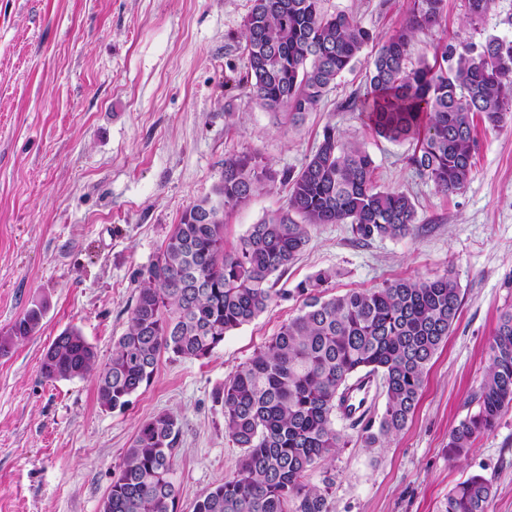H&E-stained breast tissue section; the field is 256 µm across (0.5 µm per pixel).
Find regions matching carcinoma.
<instances>
[{"instance_id":"carcinoma-1","label":"carcinoma","mask_w":512,"mask_h":512,"mask_svg":"<svg viewBox=\"0 0 512 512\" xmlns=\"http://www.w3.org/2000/svg\"><path fill=\"white\" fill-rule=\"evenodd\" d=\"M494 0H466L469 21L482 20ZM445 0H410L403 25L369 62V90L361 100L377 136L414 144L418 174L444 194L469 181L474 118L498 127L512 119V40L448 43L433 61L411 62L415 34L437 25ZM246 75L238 86L267 111L293 121L314 111L338 78L360 61L372 34L324 0H251L244 20ZM373 160L359 143L343 141L328 125L298 174L283 172L287 205L249 227L226 247L224 212L247 205L275 182L256 157L224 160L216 200L186 210L151 263L112 357L97 361L94 346L70 327L43 354L48 381L90 377L100 408L114 410L152 380L161 353L208 358L227 333L263 313L278 294L270 278L283 274L307 245L309 228L349 224L361 240L399 238L413 231L416 207L402 191L382 190ZM332 274L320 272L295 287L299 312L284 323L213 396L224 428L241 450L232 477L201 496L193 512H330L329 485L305 482L343 447L336 413L348 382L370 372L383 381L378 426L363 436L381 447L402 431L419 401L427 367L461 310V289L448 273L396 279L380 288L328 295ZM44 306L34 304L0 332V356L40 329ZM490 363L470 412L449 434L457 457L495 429L512 406V309L500 316L489 345ZM179 428L161 412L142 422L112 479L101 512H174L173 482ZM492 482L473 475L449 493L444 512H488Z\"/></svg>"}]
</instances>
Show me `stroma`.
<instances>
[{
  "mask_svg": "<svg viewBox=\"0 0 512 512\" xmlns=\"http://www.w3.org/2000/svg\"><path fill=\"white\" fill-rule=\"evenodd\" d=\"M446 4L440 25L417 33L412 59L432 58L446 42L512 39V0H495L474 24L464 0ZM326 6L356 17L373 40L295 125L237 85L250 0H0V329L32 302L46 306L40 331L0 356V512H99L138 426L161 412L180 427L177 512H192L198 497L233 476L240 455L215 391L297 314L296 285L324 270L336 273L333 295L448 273L462 296L399 434L381 448L363 441L365 422L385 405L377 383L365 418L337 419L344 448L307 476L316 486L332 477L331 512H437L474 474L496 491L488 512H512V407L466 456L448 458L449 433L484 377L498 318L512 308V121L475 120L466 187L436 192L408 163L412 143L376 136L352 106L407 0ZM329 123L365 144L377 186L411 196V235L362 241L347 224L312 227L297 260L272 278L281 298L208 358L161 354L152 381L124 409H101L92 379H42L44 351L71 326L99 362L111 358L147 268L182 214L213 197L225 158L251 154L275 174L299 172ZM287 197L277 182L228 213L227 245Z\"/></svg>",
  "mask_w": 512,
  "mask_h": 512,
  "instance_id": "1",
  "label": "stroma"
}]
</instances>
